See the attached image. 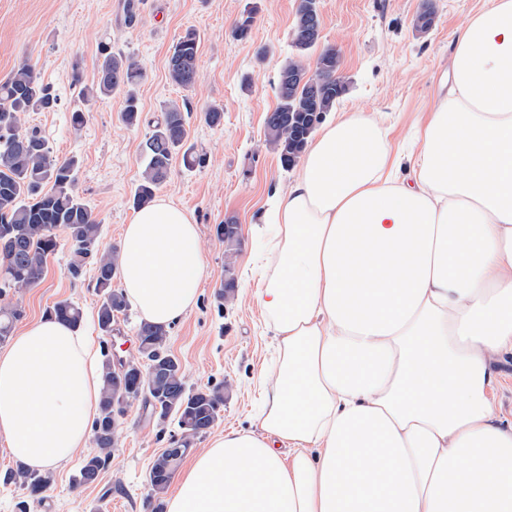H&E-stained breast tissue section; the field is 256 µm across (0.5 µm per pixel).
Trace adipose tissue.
Wrapping results in <instances>:
<instances>
[{
  "label": "adipose tissue",
  "mask_w": 512,
  "mask_h": 512,
  "mask_svg": "<svg viewBox=\"0 0 512 512\" xmlns=\"http://www.w3.org/2000/svg\"><path fill=\"white\" fill-rule=\"evenodd\" d=\"M448 92L399 175L365 112L329 120L270 201L256 299L280 350L259 430L199 452L167 512H512V0L462 23ZM120 288L169 326L206 275L198 227L165 198L123 231ZM92 340L43 318L0 352V438L30 469L83 448L99 409ZM494 370L499 376V386L495 400L501 415L512 417V352L498 355L493 361Z\"/></svg>",
  "instance_id": "1"
}]
</instances>
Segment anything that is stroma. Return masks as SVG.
<instances>
[{"label":"stroma","mask_w":512,"mask_h":512,"mask_svg":"<svg viewBox=\"0 0 512 512\" xmlns=\"http://www.w3.org/2000/svg\"><path fill=\"white\" fill-rule=\"evenodd\" d=\"M128 0H0V80L19 65L34 67L43 83L60 97L58 108L32 112L27 125L37 127L53 155L79 160L76 189L100 222L103 247L120 246L125 224L135 210L131 198L143 170L141 147L169 103L184 113L189 142L204 157L186 169L174 161L159 194L187 210L196 221L207 275L195 307L169 327L167 349L182 363L191 389L224 387V404L215 425L195 439L193 451L209 447L225 431L258 428L259 375L276 361L275 340L254 292L252 259L267 252L252 225L261 223L274 191L284 189L294 170L283 169L265 146V117L277 104L281 69L297 56L292 43L297 0H141L128 19ZM434 11L432 28L418 33L415 20L424 5ZM486 0H318L321 38L303 53L314 62L324 46L340 56L345 93L339 112H374L389 129L395 147L410 153L416 132L439 100L445 68L458 27L479 13ZM256 14L248 39L233 29L247 7ZM200 35L199 79L185 90L173 84L166 61L172 45L188 30ZM133 58L144 77L136 88L142 120H121L123 95L97 101L81 128L70 122L82 108L73 72L84 85L97 75L101 45ZM224 109V122L211 127L201 118L209 105ZM239 226V243L226 255L215 232L225 218ZM70 255L50 257L40 284L26 291L17 330L43 318L62 300L83 311L81 331L104 351L97 324L99 298L92 278L72 282L66 275ZM232 260L235 289L219 301L224 262ZM112 463L91 483L78 481L82 453L53 469L51 487L30 512H152L156 505L148 485L154 458L178 427L160 420L144 400L131 403L118 424Z\"/></svg>","instance_id":"obj_1"}]
</instances>
